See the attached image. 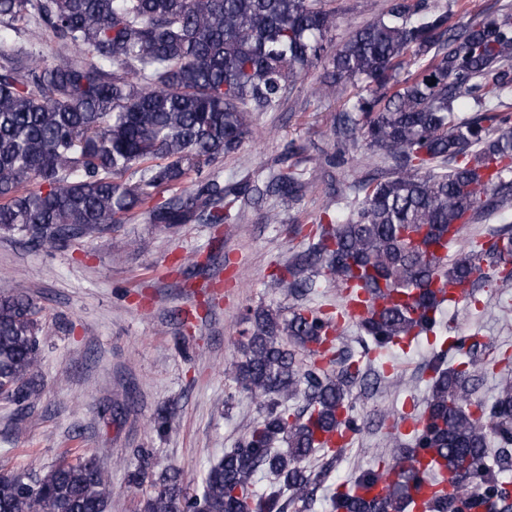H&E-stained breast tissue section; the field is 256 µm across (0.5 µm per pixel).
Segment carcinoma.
<instances>
[{
	"label": "carcinoma",
	"mask_w": 512,
	"mask_h": 512,
	"mask_svg": "<svg viewBox=\"0 0 512 512\" xmlns=\"http://www.w3.org/2000/svg\"><path fill=\"white\" fill-rule=\"evenodd\" d=\"M460 20L433 0H387L373 21L331 48L334 0H0V42L8 34L50 32L40 42L0 46V230L41 247L100 234L136 209L151 224H223L234 205L257 194L299 204L305 184L271 175L264 187L245 179L222 186L205 169L236 152L253 112L279 109L297 82L319 70L311 95L371 84L343 103L333 135L339 155L360 143L384 171L348 185L351 208L320 224L307 250L274 274L268 287L300 297L323 277L366 297L361 331L383 356L404 338L436 327L433 289L453 280L474 299L476 269L512 279V233L496 235L451 259L437 249L457 241L512 203V3ZM404 74L402 79L397 75ZM465 98L475 112L456 113ZM166 187L172 194L154 197ZM380 309L386 295H405ZM236 384L260 400L249 433L210 464L201 482L169 468L148 473L152 449L128 484L142 491V512H285L309 499L314 478L303 463L321 436L358 424L351 387L367 378L351 363L330 375L297 358L334 353L333 321L304 306L286 319L268 309L244 317ZM38 309L23 288L0 297V397L22 424L38 396ZM430 395L407 444L391 443L386 469L360 472L351 484H388L366 500L340 491L331 512H405L416 449L432 451L451 489L424 512H477L507 496L486 462L490 438L512 445V384L485 409L473 401L484 357L459 366L435 356ZM302 396L294 411L285 403ZM270 474L278 488L256 492ZM289 492L286 501L282 494ZM110 482L96 458L80 454L41 470L0 465V512H107Z\"/></svg>",
	"instance_id": "carcinoma-1"
}]
</instances>
